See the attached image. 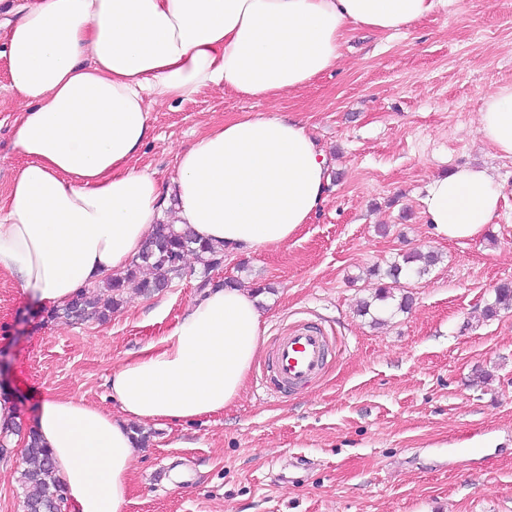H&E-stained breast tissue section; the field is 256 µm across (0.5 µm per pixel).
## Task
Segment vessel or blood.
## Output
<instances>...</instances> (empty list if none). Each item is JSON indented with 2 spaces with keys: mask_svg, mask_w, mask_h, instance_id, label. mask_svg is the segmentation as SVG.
Wrapping results in <instances>:
<instances>
[{
  "mask_svg": "<svg viewBox=\"0 0 512 512\" xmlns=\"http://www.w3.org/2000/svg\"><path fill=\"white\" fill-rule=\"evenodd\" d=\"M329 340L321 330L302 326L278 336L273 366L282 387L296 388L318 378L326 363Z\"/></svg>",
  "mask_w": 512,
  "mask_h": 512,
  "instance_id": "obj_1",
  "label": "vessel or blood"
}]
</instances>
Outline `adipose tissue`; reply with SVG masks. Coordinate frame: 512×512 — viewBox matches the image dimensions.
Returning a JSON list of instances; mask_svg holds the SVG:
<instances>
[{"mask_svg":"<svg viewBox=\"0 0 512 512\" xmlns=\"http://www.w3.org/2000/svg\"><path fill=\"white\" fill-rule=\"evenodd\" d=\"M440 0H0L21 161L0 203V270L52 309L125 269L158 220L233 252L288 242L326 200L328 159L306 124L252 114L212 127L161 184L137 161L158 103L207 88L257 99L302 90L334 69L363 26L395 31ZM477 133L512 157V83L488 92ZM503 188L488 169L430 180L434 236L478 237ZM260 295L207 288L166 336L112 370L117 413L48 396L33 430L71 512H124L137 452L133 421H192L241 396L261 345Z\"/></svg>","mask_w":512,"mask_h":512,"instance_id":"1","label":"adipose tissue"}]
</instances>
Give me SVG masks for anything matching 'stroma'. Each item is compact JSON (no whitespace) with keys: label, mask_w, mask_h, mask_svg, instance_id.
Masks as SVG:
<instances>
[{"label":"stroma","mask_w":512,"mask_h":512,"mask_svg":"<svg viewBox=\"0 0 512 512\" xmlns=\"http://www.w3.org/2000/svg\"><path fill=\"white\" fill-rule=\"evenodd\" d=\"M512 83V0H444L391 32L347 33L334 70L300 92L258 101L202 91L153 106L141 167L170 182L177 152L248 112L296 115L329 160L325 203L288 244L232 252L222 270L187 261L146 297L128 290L110 320H48L0 272V356L23 428L42 397L116 411L112 369L165 336L203 282L262 287L265 332L239 400L195 422H150L125 512H512V309L488 317L512 282V158L477 134L478 110ZM0 55V198L19 158L20 103ZM487 168L507 193L480 237H435L422 199L431 177ZM439 261L361 314L380 273L412 252ZM409 293L408 311L397 308ZM331 338L323 375L289 396L271 389L281 331ZM23 449L0 469V512H20Z\"/></svg>","instance_id":"obj_1"}]
</instances>
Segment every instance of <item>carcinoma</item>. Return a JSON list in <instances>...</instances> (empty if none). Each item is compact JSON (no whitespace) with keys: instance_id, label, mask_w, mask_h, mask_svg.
Segmentation results:
<instances>
[{"instance_id":"carcinoma-1","label":"carcinoma","mask_w":512,"mask_h":512,"mask_svg":"<svg viewBox=\"0 0 512 512\" xmlns=\"http://www.w3.org/2000/svg\"><path fill=\"white\" fill-rule=\"evenodd\" d=\"M190 253L210 271L223 266L226 256L224 247L198 240L188 226L162 219L155 225L149 246L125 270L109 277L103 284L82 288L63 308L54 310L50 318L107 320L123 305L128 283H137L139 292L145 296L159 292L183 275V263ZM437 260V255L431 252L407 255L403 263L389 265L384 276L396 282L403 265L411 263L417 264L415 272L421 276L428 273ZM509 308H512V283H503L496 288L494 301L486 307L485 315L491 317L498 310ZM25 462L28 467L20 473L25 508L28 512H58L64 500L62 483L50 449L44 447L32 432L25 448Z\"/></svg>"}]
</instances>
